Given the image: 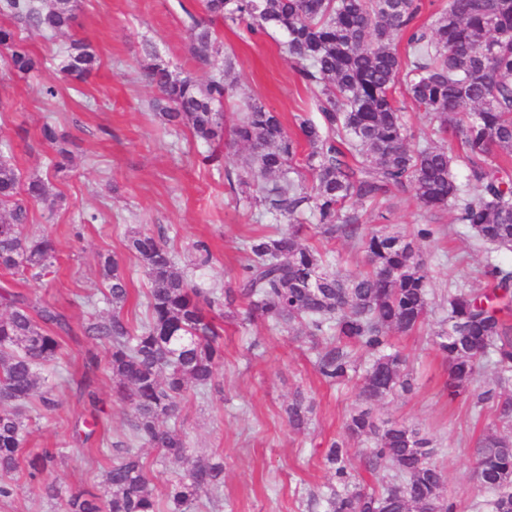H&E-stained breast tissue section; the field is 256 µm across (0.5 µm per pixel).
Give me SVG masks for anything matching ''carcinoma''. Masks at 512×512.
Returning a JSON list of instances; mask_svg holds the SVG:
<instances>
[{
	"label": "carcinoma",
	"instance_id": "obj_1",
	"mask_svg": "<svg viewBox=\"0 0 512 512\" xmlns=\"http://www.w3.org/2000/svg\"><path fill=\"white\" fill-rule=\"evenodd\" d=\"M76 0H4L3 11L23 21L28 33L53 36L70 28ZM193 19L190 51L209 65L219 53L213 25L245 26L253 33L276 32L282 52L294 62L313 93L318 117H295L296 131L257 103L236 113L232 145L247 149L243 170L225 173L237 204L270 219L268 231L251 236L248 256L235 282L206 288L197 274L210 267V244H192L190 263L179 266L162 234L137 231L127 249L148 279L147 314L131 324L124 310L132 292L120 261H101L108 313L89 318L81 334L104 355L87 351L90 372L104 369L115 397L129 405L128 441L113 445L105 472L106 493L72 492L63 497L46 479L56 457L44 450L28 461V478L45 496L61 501V512H195L198 496L224 486V461L195 459L179 418L189 392L205 396L215 387L224 362V309L243 300L250 320L276 329L300 324L317 348L316 369L330 385H342L358 371L354 352L370 358L361 375L360 405L345 423V435L325 451L334 482L310 494L323 512H457L445 492V475L433 461L432 440L414 424L381 420L372 405L412 391L406 361L391 351V335L423 327L432 306L429 270L420 244L438 233L419 224L410 236L376 229L361 207L384 210L398 195L425 210H450L483 244L512 250V0H447L429 22L417 19L421 0H201ZM0 45L10 50L7 67L28 74L37 61L28 39L0 28ZM91 46L73 40L61 56L55 82L42 93L56 95V83L81 80L94 68ZM232 65L205 82L181 77L163 64L143 66L160 94L163 121L189 128L197 143H224V104L234 96ZM403 101H398L396 93ZM426 114L439 139H414L404 120L406 103ZM460 139L448 149L444 135ZM55 147L51 169H68L69 139L51 125L40 130ZM465 171L459 179L457 170ZM49 195L47 182L22 180L0 157V268L40 280L57 261L46 237L24 233L29 206ZM326 239H343L363 255L355 269L331 270L329 252L307 243V217ZM480 289L448 291L445 315L434 345L448 364V399L467 395L485 366L495 380L474 395L480 413L495 408L502 427L512 430V271L486 261ZM0 475L19 469L29 435L26 410L41 415L57 401L44 388L41 367L56 361L64 337L73 335L68 317L52 304H34L20 292L0 294ZM313 411L299 393L286 408L288 425L301 430ZM367 442L361 458L378 477L375 486L357 481L347 440ZM157 448L165 459L186 464L171 481L165 502L153 494L141 453ZM473 473L490 498L476 504L487 512H512V435L493 430L475 441ZM393 472L390 478L381 476Z\"/></svg>",
	"mask_w": 512,
	"mask_h": 512
}]
</instances>
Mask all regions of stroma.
Returning a JSON list of instances; mask_svg holds the SVG:
<instances>
[{"instance_id": "obj_1", "label": "stroma", "mask_w": 512, "mask_h": 512, "mask_svg": "<svg viewBox=\"0 0 512 512\" xmlns=\"http://www.w3.org/2000/svg\"><path fill=\"white\" fill-rule=\"evenodd\" d=\"M199 11V0H79L72 30L32 40L39 68L26 75L8 70V51L0 45V142L9 143L11 163L25 178L46 174L54 154L40 140L46 124L69 135L73 153L70 168L52 180L59 202L32 204L25 227L26 233L52 240L54 274L36 283L0 270V287L62 307L77 328L93 311H105L100 259L114 255L133 291L125 315L132 321L143 318L147 279L126 249L134 229L163 234L181 258L194 241L207 240L214 254L207 281L213 287H224L238 274L246 240L264 225L257 212L231 200L224 172L238 168L240 159L229 146L220 164H202L189 130L163 124L153 106L157 94L142 79L140 66L151 52L170 70L205 81L232 61L241 96L280 113L288 127L294 115L313 113V100L276 33L253 36L221 28L219 56L212 65L198 64L189 51V16ZM74 38L92 46L99 66L84 81L59 86L56 97L44 96L42 84L51 81L57 57ZM365 218L404 234L419 224L439 227L436 239L422 245L434 293L430 325L444 314L450 284L474 286L472 271L486 258L512 270V252L476 242L466 226L453 223L451 212H427L413 198H394L385 219L370 211ZM430 325L393 336L395 349L408 359L413 390L389 397L376 413L432 435L434 460L450 493L461 512H476L474 505L484 495L473 476V441L493 427L496 413L489 408L478 418L469 398L449 401L446 366L432 344ZM88 347L85 341H67L57 364L44 367L55 385L57 407L32 418L21 453L26 459L56 449L50 478L66 494L102 492L112 444L128 433L129 409L114 399L112 382L100 371L94 378L99 424L92 437L84 435V423L94 414L80 392ZM314 360L304 334L246 321L240 308L225 319L224 361L215 388L205 397L189 396L180 419L191 456L224 459L221 505L205 512H312L308 495L331 480L325 450L342 437L359 386L355 379L340 387L325 384ZM299 390L314 399L315 410L307 428L297 432L289 427L285 409ZM0 512H60V507L22 476L14 481L12 495L0 498Z\"/></svg>"}]
</instances>
